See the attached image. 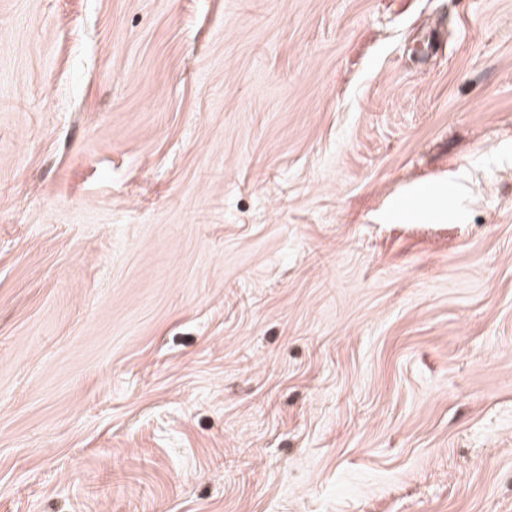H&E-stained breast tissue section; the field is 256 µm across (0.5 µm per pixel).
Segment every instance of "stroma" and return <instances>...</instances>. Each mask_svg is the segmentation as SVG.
<instances>
[{
	"mask_svg": "<svg viewBox=\"0 0 512 512\" xmlns=\"http://www.w3.org/2000/svg\"><path fill=\"white\" fill-rule=\"evenodd\" d=\"M0 512H512V0H0Z\"/></svg>",
	"mask_w": 512,
	"mask_h": 512,
	"instance_id": "stroma-1",
	"label": "stroma"
}]
</instances>
